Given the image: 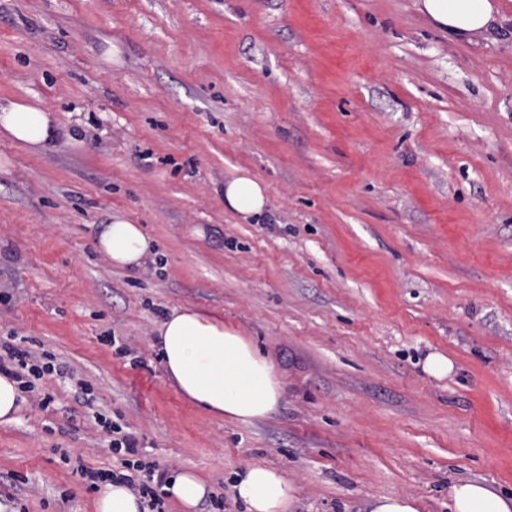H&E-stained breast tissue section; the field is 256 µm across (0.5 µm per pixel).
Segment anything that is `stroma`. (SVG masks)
<instances>
[{"instance_id":"obj_1","label":"stroma","mask_w":512,"mask_h":512,"mask_svg":"<svg viewBox=\"0 0 512 512\" xmlns=\"http://www.w3.org/2000/svg\"><path fill=\"white\" fill-rule=\"evenodd\" d=\"M472 41L414 0H0V104L53 112L42 150L0 139V336L74 368L0 426V512H95L118 468L95 413L147 461L231 487L281 471L289 512L373 495L450 512L460 479L512 494V0ZM266 189L259 223L224 181ZM156 242L112 267L113 213ZM192 306L268 356L284 400L251 424L182 398L153 346ZM451 363L438 377L429 355ZM268 205L265 188L247 174H236L224 181V207L243 221L262 217Z\"/></svg>"}]
</instances>
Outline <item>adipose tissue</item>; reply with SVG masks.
Masks as SVG:
<instances>
[{
    "mask_svg": "<svg viewBox=\"0 0 512 512\" xmlns=\"http://www.w3.org/2000/svg\"><path fill=\"white\" fill-rule=\"evenodd\" d=\"M418 12L449 39L461 41L494 29L503 18L492 0H415ZM57 130L52 112L11 102L0 107V133L24 147H46ZM268 205L264 187L246 174L224 182V206L242 220L262 217ZM100 252L114 266L140 269L154 255L152 239L140 225L116 214L98 237ZM156 347L178 394L216 417L252 423L269 418L284 398L272 363L239 330L194 307L170 312L156 327ZM246 512H288L295 489L275 468L254 464L233 486ZM451 512H512V496L477 480L448 489Z\"/></svg>",
    "mask_w": 512,
    "mask_h": 512,
    "instance_id": "ef3b65f1",
    "label": "adipose tissue"
}]
</instances>
